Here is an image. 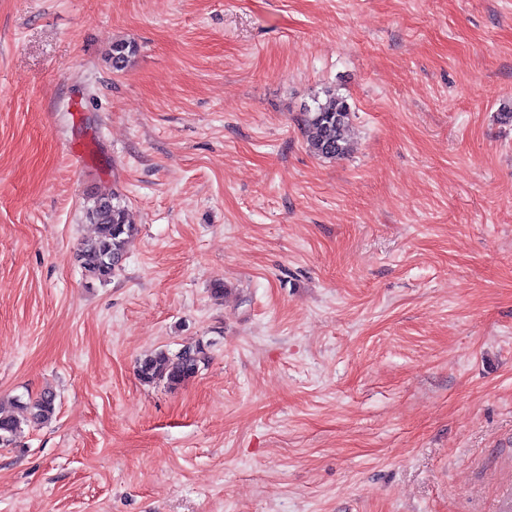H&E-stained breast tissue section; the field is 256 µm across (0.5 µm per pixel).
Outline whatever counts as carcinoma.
<instances>
[{
  "instance_id": "cac0c4a2",
  "label": "carcinoma",
  "mask_w": 512,
  "mask_h": 512,
  "mask_svg": "<svg viewBox=\"0 0 512 512\" xmlns=\"http://www.w3.org/2000/svg\"><path fill=\"white\" fill-rule=\"evenodd\" d=\"M134 55L133 45L126 42L113 44L112 68L118 72L125 70ZM325 96V101H315L313 107L302 113V130L308 148L315 155L325 159L341 158L350 149V107L330 89L325 91ZM87 215L96 224L97 232L82 248L80 263L87 277L104 283L122 268L136 227L123 198L116 193L94 197ZM203 360L205 352L199 344L186 345L175 353L159 350L139 362L137 374L147 385L162 383L176 388L197 375ZM16 406L22 415L0 412L1 448L11 444L22 425L50 422L56 414V394L45 389L25 402L16 400Z\"/></svg>"
}]
</instances>
